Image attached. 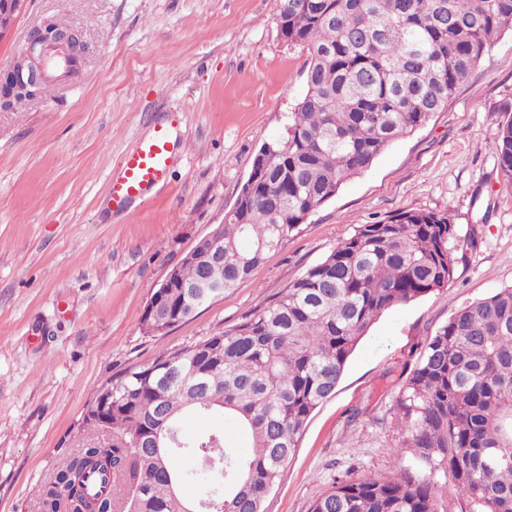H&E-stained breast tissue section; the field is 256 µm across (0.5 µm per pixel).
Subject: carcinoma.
I'll return each instance as SVG.
<instances>
[{
  "instance_id": "cac0c4a2",
  "label": "carcinoma",
  "mask_w": 512,
  "mask_h": 512,
  "mask_svg": "<svg viewBox=\"0 0 512 512\" xmlns=\"http://www.w3.org/2000/svg\"><path fill=\"white\" fill-rule=\"evenodd\" d=\"M278 32L306 53L305 95L287 137L254 157L250 191L217 229L224 290L248 279L348 179L448 105L503 33L512 0H279ZM512 185V119L493 137ZM461 241L446 212L408 209L364 224L235 325L101 386L109 431L59 460L40 512H184L170 483L204 486L205 512H265L307 420L336 392L368 329L453 279ZM162 289L169 328L196 313L202 276L184 263ZM221 413L250 448L192 438L190 416ZM387 475L337 478L309 512H512V285L457 309L424 343L391 421Z\"/></svg>"
}]
</instances>
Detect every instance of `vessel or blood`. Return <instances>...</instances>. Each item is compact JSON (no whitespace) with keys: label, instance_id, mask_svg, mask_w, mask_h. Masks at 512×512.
Segmentation results:
<instances>
[{"label":"vessel or blood","instance_id":"vessel-or-blood-1","mask_svg":"<svg viewBox=\"0 0 512 512\" xmlns=\"http://www.w3.org/2000/svg\"><path fill=\"white\" fill-rule=\"evenodd\" d=\"M176 142L164 126L154 128L150 137L143 139L136 149L126 155L123 164L111 174V198L116 208L122 209L148 199L149 192L164 185L174 156Z\"/></svg>","mask_w":512,"mask_h":512}]
</instances>
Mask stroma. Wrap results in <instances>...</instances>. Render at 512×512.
I'll use <instances>...</instances> for the list:
<instances>
[{"label": "stroma", "instance_id": "stroma-1", "mask_svg": "<svg viewBox=\"0 0 512 512\" xmlns=\"http://www.w3.org/2000/svg\"><path fill=\"white\" fill-rule=\"evenodd\" d=\"M276 12L277 0H26L0 37L2 75L47 25L81 31L87 46L57 89L0 105V512H38L103 384L233 326L361 225L448 213L475 237L453 280L372 325L266 502L308 512L338 476L389 472L400 373L452 312L512 285V185L493 149L512 118L508 31L445 110L347 180L248 280L165 335L143 333L138 317L167 271L223 223L306 92V55L280 38ZM173 113L185 148L167 185L113 209L111 171Z\"/></svg>", "mask_w": 512, "mask_h": 512}]
</instances>
